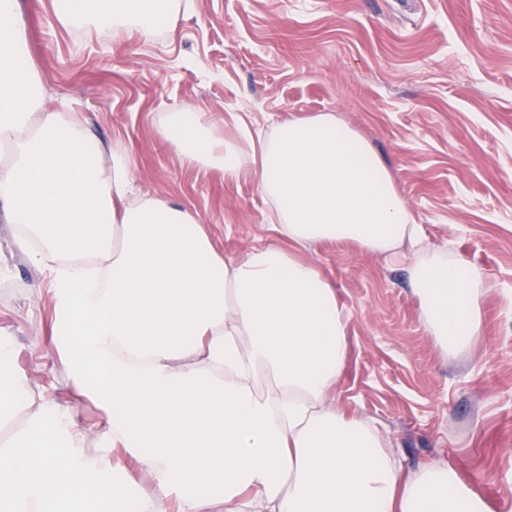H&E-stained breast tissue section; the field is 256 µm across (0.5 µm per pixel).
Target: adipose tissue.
Returning a JSON list of instances; mask_svg holds the SVG:
<instances>
[{
    "instance_id": "obj_1",
    "label": "adipose tissue",
    "mask_w": 512,
    "mask_h": 512,
    "mask_svg": "<svg viewBox=\"0 0 512 512\" xmlns=\"http://www.w3.org/2000/svg\"><path fill=\"white\" fill-rule=\"evenodd\" d=\"M65 28L109 45L125 31L176 30L179 0H53ZM165 141L187 162L240 177L242 142L190 102ZM288 247L215 250L198 213L130 198V156L107 144L75 101L50 95L28 35L26 0H0V220L10 251L53 293V346L76 392L103 410L159 490L127 487L79 448L73 417L28 388L0 340V512H492L446 462L406 468L368 421L330 394L348 357V313L294 247L329 240L395 257L426 330L446 351L482 335L480 270L425 243L383 159L333 113L291 117L259 143L255 172ZM274 381L258 395L260 377Z\"/></svg>"
}]
</instances>
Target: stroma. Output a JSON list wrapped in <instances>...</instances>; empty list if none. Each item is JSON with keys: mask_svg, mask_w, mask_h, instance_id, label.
I'll return each instance as SVG.
<instances>
[{"mask_svg": "<svg viewBox=\"0 0 512 512\" xmlns=\"http://www.w3.org/2000/svg\"><path fill=\"white\" fill-rule=\"evenodd\" d=\"M175 32L104 48L31 0L47 89L74 99L96 131L128 150L137 189L200 214L216 251L241 258L277 242L251 157L228 180L189 164L161 135L195 103L218 133L271 135L291 116L331 112L366 138L432 243H448L492 288L484 335L444 352L423 326L405 263L324 241L301 250L348 315L336 400L372 420L408 465L448 460L512 512V0H181ZM22 254L0 262V337L19 373L107 440L102 413L77 398L54 353L53 303Z\"/></svg>", "mask_w": 512, "mask_h": 512, "instance_id": "stroma-1", "label": "stroma"}]
</instances>
